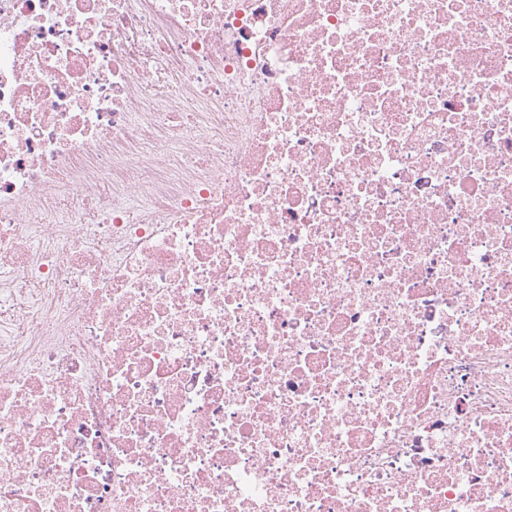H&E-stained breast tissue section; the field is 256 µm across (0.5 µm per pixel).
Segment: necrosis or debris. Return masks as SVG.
Listing matches in <instances>:
<instances>
[{
  "instance_id": "4bbe7bcc",
  "label": "necrosis or debris",
  "mask_w": 512,
  "mask_h": 512,
  "mask_svg": "<svg viewBox=\"0 0 512 512\" xmlns=\"http://www.w3.org/2000/svg\"><path fill=\"white\" fill-rule=\"evenodd\" d=\"M0 512H512V0H0Z\"/></svg>"
}]
</instances>
